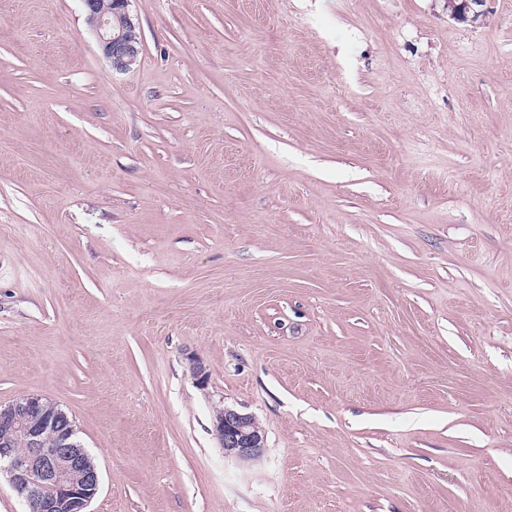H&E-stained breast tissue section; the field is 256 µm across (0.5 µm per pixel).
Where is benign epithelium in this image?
<instances>
[{"mask_svg": "<svg viewBox=\"0 0 512 512\" xmlns=\"http://www.w3.org/2000/svg\"><path fill=\"white\" fill-rule=\"evenodd\" d=\"M90 28L112 67L130 69L141 51L140 35L130 18V0H82ZM484 0H448L451 15L476 21ZM214 431L224 455L239 460L259 457L264 434L255 417L225 407L214 417ZM0 430L21 431L26 452L19 454L9 440H0V472L9 474L12 486L27 512H89L100 487V475L89 454L76 440V428L53 401L40 395L22 397L0 408ZM52 437L53 446L46 444ZM79 472L82 478L71 479Z\"/></svg>", "mask_w": 512, "mask_h": 512, "instance_id": "benign-epithelium-1", "label": "benign epithelium"}]
</instances>
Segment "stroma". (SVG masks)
Instances as JSON below:
<instances>
[{"label":"stroma","mask_w":512,"mask_h":512,"mask_svg":"<svg viewBox=\"0 0 512 512\" xmlns=\"http://www.w3.org/2000/svg\"><path fill=\"white\" fill-rule=\"evenodd\" d=\"M484 10L131 0L116 71L81 0H0V406L72 416L90 512H512V0ZM213 425L225 456L252 460L262 454L265 448L264 434L251 414L224 406L215 415Z\"/></svg>","instance_id":"stroma-1"}]
</instances>
